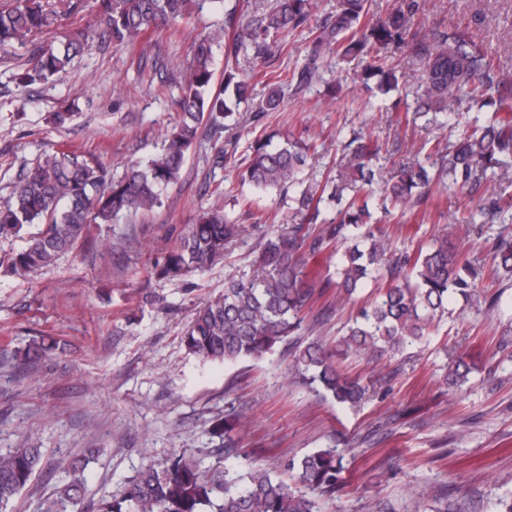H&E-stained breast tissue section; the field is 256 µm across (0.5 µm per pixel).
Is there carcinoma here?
I'll list each match as a JSON object with an SVG mask.
<instances>
[{
    "label": "carcinoma",
    "mask_w": 512,
    "mask_h": 512,
    "mask_svg": "<svg viewBox=\"0 0 512 512\" xmlns=\"http://www.w3.org/2000/svg\"><path fill=\"white\" fill-rule=\"evenodd\" d=\"M223 0H102L99 27L103 38L125 47L158 29H171L191 8L216 7ZM368 0H339L336 15L321 21L312 32L304 65L283 74L272 69L273 45L305 27L315 0H276L275 6L245 22L230 8L224 12V44L228 59L241 49L251 51L269 92L260 112H276L284 102L283 86L300 93L322 79L333 66L359 60L366 89L386 95L398 86L396 66L381 55L390 46L405 47L423 59L420 99L427 109L483 112L492 107L498 116L488 123L458 131L447 147L434 151V171L415 161L400 167L384 185L383 206H420L432 184L468 188L480 194L481 212L494 219L512 209L508 159L512 158V81L505 77L480 46L463 33L411 34L418 0L374 22L367 20ZM53 23V12L38 0L0 10V46ZM219 35L202 34L190 46V60L180 71V94L171 99L178 121L166 134L163 152L144 165H132L114 179L97 158L82 152L46 154L14 185L0 205V241L21 239L25 245L0 257L20 277L53 264L86 237L90 224H113L120 217L151 212L163 205V193L181 178L186 159L209 134L211 163L224 166L232 158L224 148V131L239 125L235 111L249 97L250 84L238 70H224V84L214 88V47ZM87 45L85 35L73 33L40 48L17 67L16 85L50 83L65 72ZM306 142L265 134L253 139L250 154L239 169L242 184L288 197V229L261 243L249 276L224 283V292L199 307L182 337L188 354L206 361L232 363L261 360L297 331L304 311L319 288L309 261L328 254L336 260V288L348 298L370 281L388 276L369 305L353 318L336 351L367 357L397 355L421 343L434 322L448 310V298L462 297L478 311L493 310L499 296L479 289V272L448 240H436L413 255L396 254L369 224L368 198L373 194L366 171L376 145L357 133L342 149L341 158L321 186L304 185L301 175L313 153ZM340 205L336 218L316 230L321 205ZM248 229L222 210L202 213L187 225L155 263L161 279H179L209 269ZM495 274L512 277V241L503 239L493 250ZM333 353L313 340L296 347L290 373L319 384L326 396L354 405L365 395L357 378L340 373ZM471 366L459 357L448 364L445 383L461 391ZM42 460L39 448L19 447L0 452V510L30 482ZM342 455L336 448L310 453L285 463L293 484L251 463L211 474L186 452L175 450L161 463L142 468L122 490L93 503V512H321L320 501L336 492L341 482ZM85 493L83 478L74 470L43 503V512H75Z\"/></svg>",
    "instance_id": "1"
}]
</instances>
